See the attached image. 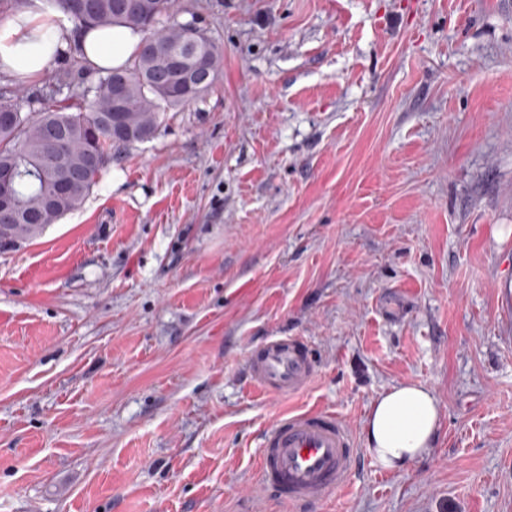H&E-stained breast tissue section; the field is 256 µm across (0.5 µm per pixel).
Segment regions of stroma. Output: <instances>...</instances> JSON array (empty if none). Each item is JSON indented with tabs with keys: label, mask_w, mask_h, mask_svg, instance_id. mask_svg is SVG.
<instances>
[{
	"label": "stroma",
	"mask_w": 512,
	"mask_h": 512,
	"mask_svg": "<svg viewBox=\"0 0 512 512\" xmlns=\"http://www.w3.org/2000/svg\"><path fill=\"white\" fill-rule=\"evenodd\" d=\"M222 54L83 204L0 254V512H512V0H180ZM318 358L270 396L249 351ZM433 448L301 509L264 431L363 439L400 383ZM254 385L263 393L294 395L304 391L315 374L311 348L295 336H277L261 344L248 358Z\"/></svg>",
	"instance_id": "35a3bbf8"
}]
</instances>
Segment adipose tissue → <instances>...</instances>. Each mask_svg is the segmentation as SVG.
I'll return each instance as SVG.
<instances>
[{
  "instance_id": "obj_1",
  "label": "adipose tissue",
  "mask_w": 512,
  "mask_h": 512,
  "mask_svg": "<svg viewBox=\"0 0 512 512\" xmlns=\"http://www.w3.org/2000/svg\"><path fill=\"white\" fill-rule=\"evenodd\" d=\"M140 41V33L122 25H72L59 0H31L21 13L0 21V72L36 85L58 58L74 49L92 68L109 72L123 67ZM439 426L431 391L420 384H400L372 404L364 426L366 448L379 468L397 471L431 448Z\"/></svg>"
}]
</instances>
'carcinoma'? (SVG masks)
<instances>
[{
    "label": "carcinoma",
    "instance_id": "cac0c4a2",
    "mask_svg": "<svg viewBox=\"0 0 512 512\" xmlns=\"http://www.w3.org/2000/svg\"><path fill=\"white\" fill-rule=\"evenodd\" d=\"M63 10L77 24L98 27L125 25L145 33L143 41L152 52L135 53L118 70L125 79L124 111L115 120L126 137L117 136L109 122L112 111V75L85 87L81 76L85 62L70 58L45 89L34 94L39 105L37 116L24 114L6 93L0 94V113L11 112L8 128H0V161L16 168L14 195L18 211L14 216L0 212V229L8 227L20 244L39 237L64 215L77 209L112 161V147H127L150 139L166 107L185 104L207 91L219 76L220 53L205 37H194L188 27L173 20L175 0H60ZM168 19L163 25L161 21ZM203 57L210 76L201 89L184 92L179 84L158 78L169 55ZM70 129L64 145H52L46 137L48 127ZM69 179L71 194L63 210L44 209L46 198L56 194L59 184Z\"/></svg>",
    "mask_w": 512,
    "mask_h": 512
}]
</instances>
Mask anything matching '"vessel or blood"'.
Instances as JSON below:
<instances>
[{"mask_svg":"<svg viewBox=\"0 0 512 512\" xmlns=\"http://www.w3.org/2000/svg\"><path fill=\"white\" fill-rule=\"evenodd\" d=\"M248 368L260 391L290 396L307 388L316 365L302 339L277 336L250 354ZM359 455L352 430L334 412H286L264 434L259 480L277 499L313 505L347 487Z\"/></svg>","mask_w":512,"mask_h":512,"instance_id":"obj_1","label":"vessel or blood"}]
</instances>
